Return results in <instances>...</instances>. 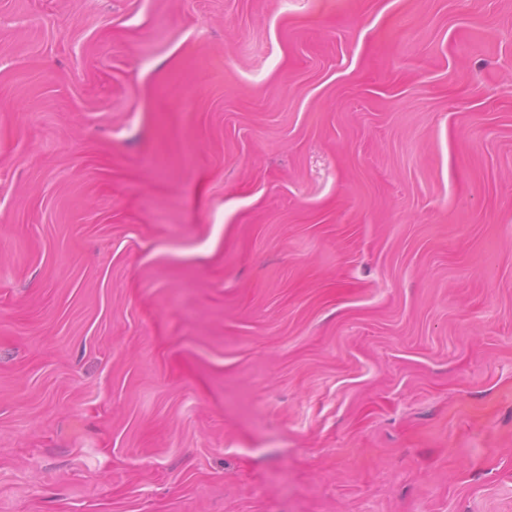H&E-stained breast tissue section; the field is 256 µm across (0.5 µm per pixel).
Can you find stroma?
I'll return each instance as SVG.
<instances>
[{"label":"stroma","mask_w":512,"mask_h":512,"mask_svg":"<svg viewBox=\"0 0 512 512\" xmlns=\"http://www.w3.org/2000/svg\"><path fill=\"white\" fill-rule=\"evenodd\" d=\"M0 512H512V0H0Z\"/></svg>","instance_id":"1"}]
</instances>
